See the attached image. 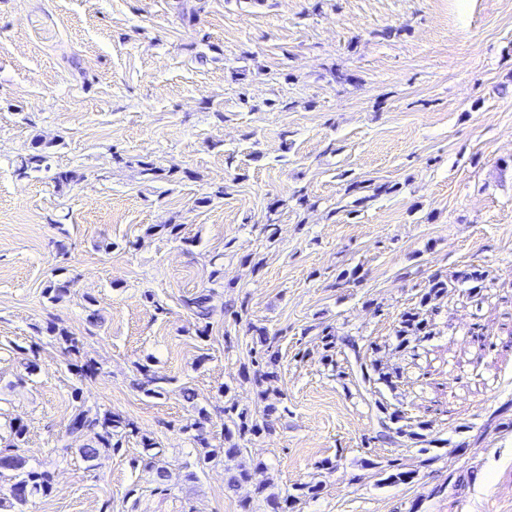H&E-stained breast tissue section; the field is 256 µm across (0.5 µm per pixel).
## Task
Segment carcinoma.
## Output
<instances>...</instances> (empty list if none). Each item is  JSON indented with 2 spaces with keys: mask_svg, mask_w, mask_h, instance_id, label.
<instances>
[{
  "mask_svg": "<svg viewBox=\"0 0 512 512\" xmlns=\"http://www.w3.org/2000/svg\"><path fill=\"white\" fill-rule=\"evenodd\" d=\"M203 11L202 0H183L181 4V19L189 23L195 21ZM50 144L38 142L33 150L21 158L16 168L19 177H26L32 172L49 170ZM82 180V175L75 171H57L53 174V181L60 188H71ZM71 279L57 280L50 283L45 289V295L51 302L62 299L73 287ZM452 280L448 276L435 274L428 279L423 288L418 305L400 313L394 325V333L399 340L398 346H408L412 341L428 337L431 334L430 321L435 302L448 296ZM212 289L203 288L194 295L183 300L184 307L198 319L196 334L199 338L207 337L210 327V319L214 313L212 305ZM253 334V343L257 346L254 356L251 357V372L253 381L259 386H265L261 390L262 397L267 401L265 415L269 416L278 410L282 393L273 385L277 379L276 366L278 352L273 350L275 337L269 334L264 326L253 324L250 326ZM46 331L56 337V340L65 345L67 352L75 358L82 357V349L79 341L68 334V331L60 327H46ZM320 342L325 352L336 351L338 353H351L355 362L362 361L361 347L356 339L350 336L339 337L330 332L320 337ZM362 379L368 383L376 380L392 383V376L379 368L376 364L371 367H360ZM139 378L136 386L148 397L161 396L165 393L164 385L170 384L173 378L160 375L150 367L144 365L137 369ZM180 392L185 401L197 409L198 419L185 426L184 431H195L192 435L193 442L201 448L196 454L195 460L182 466V471L173 473L162 461V451L157 449L156 443L150 438H141L144 451V467L156 474V479L162 484L174 480L191 481L197 478L196 469L211 463L219 462L225 458L235 459L242 455L241 442L252 436H259L269 430L268 424L259 422L247 410L239 408L233 397H225V419L231 423L226 428L224 446L214 448L204 436V422L209 420V412L204 407L195 403L196 394L193 389L181 387ZM430 427V422L414 420L392 428L385 426V432L379 435L383 440H393V435L400 434L409 439L422 441L423 431ZM13 443L0 448V478L9 477L7 492L0 494V512H29V505L37 497H46L51 494L53 488V474L47 469L27 468V460L21 454V445L25 440L26 431L23 425L16 422L11 426ZM68 434L75 437L88 436L90 442L79 449L83 461L91 463L96 461L104 452L120 447V441L126 437L137 434V426L129 419L116 416L110 412H94L79 404L69 425Z\"/></svg>",
  "mask_w": 512,
  "mask_h": 512,
  "instance_id": "1",
  "label": "carcinoma"
}]
</instances>
